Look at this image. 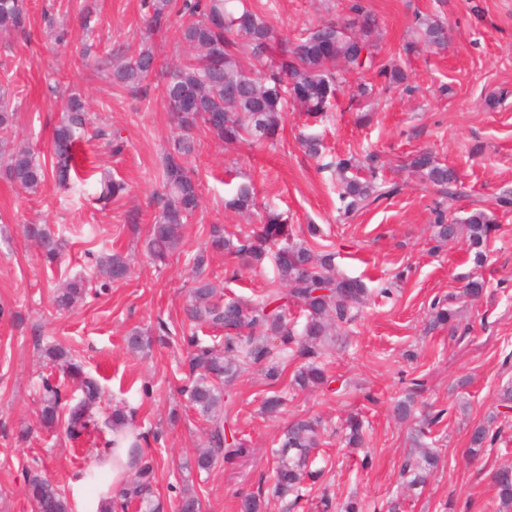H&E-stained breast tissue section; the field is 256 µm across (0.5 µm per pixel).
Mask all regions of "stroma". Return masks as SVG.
I'll return each mask as SVG.
<instances>
[{"label": "stroma", "instance_id": "1", "mask_svg": "<svg viewBox=\"0 0 512 512\" xmlns=\"http://www.w3.org/2000/svg\"><path fill=\"white\" fill-rule=\"evenodd\" d=\"M249 2L264 7L271 24L291 37L347 15L349 4ZM364 3L379 20V58L405 73L404 85L389 84L373 71H348L336 108L313 123L289 107L273 148L225 146L196 134L190 165L200 181L201 207L184 227L181 250L160 265L148 257L145 239L157 212L170 115L157 81L133 94L113 83L106 64L112 56L137 51L146 38L142 0H25L30 36L0 35V88L14 106L18 137L48 153L63 98L78 93L94 125L119 131L125 141L115 155L79 137L85 170L124 180L128 191L100 211L83 200L93 182H77L68 195L49 182L28 195L0 175V305L11 310L10 318L0 320V512H33L25 472L34 467L60 486L71 512H97L100 501L116 492L111 482L88 477L102 463L94 439L73 440L63 428L40 424L41 380L61 374L46 354L54 346L99 382L98 420L122 403L134 410L144 435L141 451L159 463L153 489L162 512H172L184 487L195 490L204 512H237L241 496L258 491L267 502L265 512H282L281 500L271 493L272 451L284 427L299 416L323 425L314 465L324 474L305 482L298 512H343L352 499L372 512L394 497L404 512H497L491 477L512 465V410L500 401L502 389L512 384V210L495 205L500 192L512 190V0ZM84 12L90 16L86 30ZM423 16L447 27L444 47L424 42L416 24ZM63 23L71 31L65 44L54 35ZM85 42L92 52L84 61ZM362 82L372 84V95L350 104L348 89ZM303 133L321 136L320 158L304 152ZM423 149L457 171L466 196L438 199L411 171L412 155ZM370 152L379 155L386 181L399 191L342 217L340 183L329 163ZM247 180L259 209L247 216L225 209V198ZM438 201L452 219L478 207L493 211L483 265L474 263L464 241L434 239L430 210ZM268 207L287 217L294 238L332 253L341 274L363 280L373 291L393 283L394 292L388 298L374 293L358 318L326 342L324 357L336 387L289 389L301 364L297 358L283 364L275 382L266 378L265 365L243 369L229 397L246 455L232 464L217 461L207 472L188 471L185 462L208 441L205 421L179 391L187 365L176 334L186 322L185 297L193 285L190 258L210 225L235 235L250 232L261 226ZM26 224H46L67 237L58 265L44 264L23 236ZM311 224L319 229L317 237L308 234ZM106 250L129 257L130 276L75 309L56 310L55 285L74 277L95 279L94 259ZM209 274L225 296L255 301L276 278L272 259L243 270L235 257L221 253L211 256ZM469 276L485 283L475 302L462 294ZM437 300L455 310L456 331L430 329ZM163 323L170 335H160ZM135 330L149 340L139 352L126 347ZM274 391L283 392L286 404L271 417L262 406ZM410 392L416 398L413 417L402 421L393 406ZM431 410L445 413L429 437L441 463L425 487L411 490L402 483L400 466L411 451L413 429ZM352 412L365 421L359 448L347 447L341 429ZM484 423L497 439L470 459V432Z\"/></svg>", "mask_w": 512, "mask_h": 512}]
</instances>
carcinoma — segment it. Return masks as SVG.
<instances>
[{
  "instance_id": "cac0c4a2",
  "label": "carcinoma",
  "mask_w": 512,
  "mask_h": 512,
  "mask_svg": "<svg viewBox=\"0 0 512 512\" xmlns=\"http://www.w3.org/2000/svg\"><path fill=\"white\" fill-rule=\"evenodd\" d=\"M142 2L148 35L161 33L175 17L181 38L191 50L178 64L169 66L158 61L152 48L144 47L121 58L112 70L115 83L132 92L141 90L149 76L160 75L164 99L176 127L157 196L160 211L147 235V249L160 263L181 249L183 226L200 206L201 188L187 166V159L196 150L194 132L229 145H273L289 102L299 104L312 119L330 109L342 84L340 63L350 69H375L395 83L403 80L395 65L377 60L371 35L378 19L361 0H351L348 18L343 22L325 21L292 40L243 0ZM27 22L23 0H0L1 32H21ZM420 25L428 43L440 46L446 42L445 29L438 22L424 18ZM183 101L191 102L194 111H179ZM14 115L1 95L0 171L15 187L29 194L38 193L50 179L60 189L70 188L77 175L72 147L81 134L105 141L114 154L123 149L120 134L101 128L90 130L84 102L74 94L67 99L59 124L53 127L48 164L37 159L33 146L15 142ZM334 166L342 182L340 199L345 212L359 210L383 196L378 186L377 157H367L366 177H347L346 172L353 168L347 158L336 160ZM409 167L443 197L464 194L455 171L438 165L427 151L416 154ZM126 191L123 181L104 175L98 181L93 201L105 208ZM224 206L241 214L253 212V186L240 183ZM431 214L436 239L463 235L475 262L483 260L494 223L486 209L475 208L460 222L448 221L445 209L438 203ZM24 236L40 247L41 256L50 264L58 261L68 245L65 237L46 225L28 224ZM270 251L283 290L270 292L258 303L240 297L224 298V289L217 287L207 273L214 252L258 262ZM95 266L101 289L130 272L127 257L117 252L101 253ZM192 270L195 286L188 292L186 317L193 327L224 332L222 346L205 343L194 335L183 337L190 373L188 398L210 423L208 446L194 459L195 468L201 472L210 470L219 459L228 463L244 454V440L232 434V402L224 400L225 387L237 378L242 367L266 363L265 376L274 381L282 374L277 363L298 356L305 363L292 376L294 387L303 391L328 385L330 375L326 364L320 362L323 341L357 317L368 300L369 290L360 280L338 274L331 255H318L307 241L290 239L287 218L274 209L266 211L260 230L245 236H227L224 226L211 225L207 242L192 257ZM88 291L89 281L73 278L56 289L53 305L69 310L83 301ZM454 322L452 310L442 304L432 305L431 327L452 328ZM68 372L78 381L80 397L66 409L61 406L60 385L44 379L41 423L46 428L61 424L67 435L78 436L93 421L101 389L78 364L68 363ZM443 414L440 410L427 418L425 428L412 435L414 451L400 468L403 483L410 488L423 486L439 464V452L424 438L431 426L442 421ZM106 424L117 432L109 445L117 448L125 443L130 448L131 471L119 491L120 508L133 504L141 512H159V505L152 499L156 463L140 452L144 435L134 432L121 407L112 410ZM318 425L315 419H298L279 439L273 493L282 501L290 496L298 501L304 478L323 475V470L311 469L315 449L320 445ZM343 428L348 445L362 444L363 423L358 415H349ZM493 440L490 427L475 426L469 439L470 457L477 458L487 442ZM493 487L498 512H512V467L493 474ZM27 491L34 512H70L69 501L60 487L37 470L28 473Z\"/></svg>"
}]
</instances>
